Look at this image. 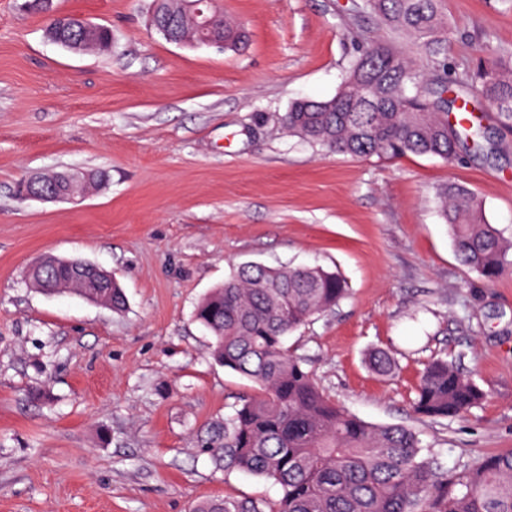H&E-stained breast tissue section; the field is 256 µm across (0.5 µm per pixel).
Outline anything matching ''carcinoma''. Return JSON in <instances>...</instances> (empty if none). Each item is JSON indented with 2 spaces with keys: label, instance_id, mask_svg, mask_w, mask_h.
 <instances>
[{
  "label": "carcinoma",
  "instance_id": "1",
  "mask_svg": "<svg viewBox=\"0 0 512 512\" xmlns=\"http://www.w3.org/2000/svg\"><path fill=\"white\" fill-rule=\"evenodd\" d=\"M440 0H366L380 26L406 37L419 59L393 40L363 44L336 96L304 99L285 114L288 131L355 157L409 154L461 160L480 153L491 137L482 120L450 119L469 99L481 98L512 125V67L482 59L458 70L448 65L455 30ZM159 16L179 15L178 0H151ZM65 41L108 48L112 31L67 16L49 24ZM371 80L385 89L369 103L356 88ZM460 262L493 283L512 272V238L486 222L473 193L452 187L440 196ZM41 282L71 280L64 266H39ZM345 280L321 266L269 268L244 264L197 306L195 320L210 334L214 360L253 383L257 392L232 404L224 423L203 441L216 466L272 480L275 501L211 500L193 512H512V452L477 457L462 469L444 468L418 434L397 424L375 425L347 412L316 383L307 360L287 337L346 297ZM371 370L393 375L394 358L377 349ZM484 394L454 362L425 365L413 411L432 420L466 415Z\"/></svg>",
  "mask_w": 512,
  "mask_h": 512
}]
</instances>
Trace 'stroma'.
<instances>
[{
  "instance_id": "1",
  "label": "stroma",
  "mask_w": 512,
  "mask_h": 512,
  "mask_svg": "<svg viewBox=\"0 0 512 512\" xmlns=\"http://www.w3.org/2000/svg\"><path fill=\"white\" fill-rule=\"evenodd\" d=\"M0 0V512H189L279 485L215 468L201 440L250 381L210 354L198 303L237 266L320 265L349 288L291 334L320 386L373 424L415 431L448 469L512 451V274L483 282L439 210L472 191L512 235V131L485 113L494 150L451 164L334 153L288 132L302 99L333 98L377 34L354 0H222L240 51L167 42L150 0H53L109 26L112 48L75 53L48 13ZM457 67L512 62V0H440ZM51 10V11H52ZM108 171L73 202L23 200L35 173ZM52 254L112 272L115 312L26 278ZM400 364L368 366L374 349ZM456 361L485 400L462 418L410 409L425 362Z\"/></svg>"
}]
</instances>
